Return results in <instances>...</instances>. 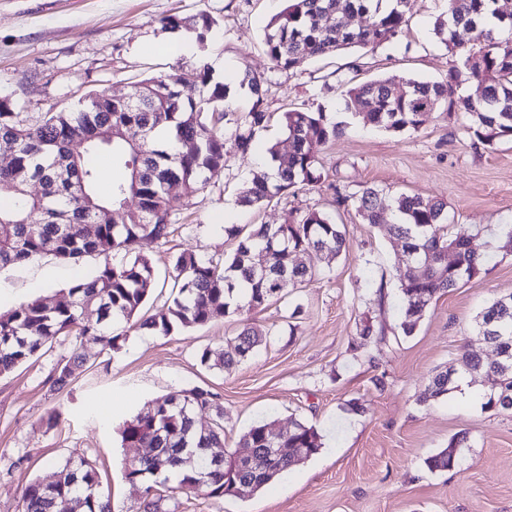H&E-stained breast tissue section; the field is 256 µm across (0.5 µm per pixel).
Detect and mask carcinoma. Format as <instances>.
<instances>
[{"label": "carcinoma", "instance_id": "cac0c4a2", "mask_svg": "<svg viewBox=\"0 0 512 512\" xmlns=\"http://www.w3.org/2000/svg\"><path fill=\"white\" fill-rule=\"evenodd\" d=\"M285 9L273 17L264 31L266 53L276 69L289 70L307 58L338 53L351 48L375 49L394 39L406 22L407 0L383 11L382 0H286ZM454 13L437 18L434 35L458 58L440 81L408 80L404 102L391 98L390 81H346L345 107L374 126L392 132L419 129L421 119L442 108L468 117V130L483 144L493 147L512 140V18L495 8V0H455ZM344 14L369 17L367 24L341 28ZM477 32L478 49L466 50L455 42L448 23ZM215 21L166 19L164 28L186 32L203 48ZM477 76L483 100L473 101L458 91L462 77ZM180 81L199 86L198 98L183 102L177 91ZM254 102L243 117L235 115L228 102L227 85L214 78L202 62H180L163 78L141 82L145 92L132 104L115 100L96 107L95 94L86 96L82 108L68 112H43L36 116L0 108V150L13 155V167L0 170V269L26 264L43 255L77 262L85 256L103 257L91 276L74 279L67 288L68 301L48 306L43 299L19 304L0 315V376L14 371L61 337L93 336L114 350L126 337L127 325L145 302L154 279L152 262L138 252L143 239H161L169 234L170 210L165 184L181 182L186 197H193L224 172V156L234 150L245 154L255 133L269 118L256 79L244 76ZM108 125L121 135L104 145L97 131ZM288 153L273 145L268 159L276 168V184L257 178L238 194L244 207H261L278 194L315 186L325 180L319 154L340 133L326 119L323 109L290 110L283 113ZM112 155L127 176L99 191L100 173L95 158ZM42 184L38 197L27 194L24 182ZM352 205L366 224L382 223L379 192L365 188L351 195ZM396 222L390 233L417 250L423 264L419 275L398 273L401 286V328L411 334L437 298L478 275L486 261L475 236L462 235L448 223L447 204L420 196L399 195L394 200ZM229 234L238 239L235 249L222 262L203 259L194 252L180 254L175 262L177 295L172 302L141 319L137 328L168 335L176 325H205L230 310L264 308L286 285H302L316 273V262L346 251L342 225L326 214L307 210L298 219L276 227L257 224L247 233L234 225ZM454 248L456 265L445 262L444 251ZM267 267L262 275L261 266ZM95 308L97 319L85 320L86 309ZM476 333L506 349L512 348V298L496 299L476 320ZM265 332L247 323L235 337L234 353L204 348L199 362L208 369L229 370L252 354ZM84 363L74 353L56 369L53 386L61 390L73 380L75 368ZM463 372H484L494 385L483 407L512 412V369L501 371L464 351L458 358ZM454 381L448 370L435 374L422 400L448 395ZM210 408L215 423L205 430L194 413ZM273 423L251 426L239 440L242 448L258 454L248 468H236L233 453L214 465L204 455L207 448L224 447V413L208 390L194 387L153 402L152 409L126 420L120 430L122 444L139 449L125 468L132 484L144 486V512H158L162 497L158 487L172 494L204 493L210 498L226 496V489L250 481L261 490L296 465L298 456L309 459L322 448L317 429L296 421L288 431L272 435ZM465 439L454 437L448 447L429 457L431 470H449L456 463L457 449ZM282 448L280 467L270 471L265 450ZM98 473L82 459L59 466L54 480L37 479L22 491L20 512H112L110 499L99 491Z\"/></svg>", "mask_w": 512, "mask_h": 512}]
</instances>
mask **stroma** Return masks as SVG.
Segmentation results:
<instances>
[{
	"label": "stroma",
	"instance_id": "35a3bbf8",
	"mask_svg": "<svg viewBox=\"0 0 512 512\" xmlns=\"http://www.w3.org/2000/svg\"><path fill=\"white\" fill-rule=\"evenodd\" d=\"M284 6V0H0V100L15 112L68 111L88 93L122 97L142 80L170 74L176 57L151 45L169 39L164 21L171 16L218 20L205 48L191 56L223 59L237 115L253 103L240 85L243 72L261 82L270 118L251 150L228 153L223 173L195 198L173 187L170 234L140 241L156 270L142 316L171 301L179 254L220 260L233 251L228 226L285 224L317 210L342 224L347 247L319 261L311 282L283 288L264 309L167 335L133 329L112 352L89 337L62 338L0 376V512H18L29 481L82 458L97 467L112 512H141L143 489L124 478L135 451L122 447L118 428L155 399L193 387L216 394L227 449L237 450L241 434L258 422L285 430L297 420L318 430L322 448L256 494L167 495L161 512H512V413L484 409L480 396L490 381L469 376L479 393L469 402L453 390L440 400L420 399L435 373L455 367L462 349L493 360L475 333V318L487 303L512 295V254L491 251L480 273L441 295L407 336L397 276L402 242L336 202L337 194L365 188L378 190L389 206L401 194L441 200L449 223L488 240L489 230L512 225V142L483 145L458 112L438 110L418 131L390 133L344 109L342 83L351 76L398 84L446 76L452 57L433 34L446 0H410L401 33L375 51L278 70L262 40ZM315 104L343 126L320 152L324 183L258 209L240 206L239 189L268 172L267 148L286 141L283 112ZM100 262L47 255L0 271V313L37 297L66 301L73 278ZM248 321L268 330L266 342L232 370L201 366L203 348L232 350ZM75 351L85 366L68 387L54 389L56 367ZM54 410L61 418L51 427L46 417ZM462 435L467 443L455 468L430 470L427 459Z\"/></svg>",
	"mask_w": 512,
	"mask_h": 512
}]
</instances>
